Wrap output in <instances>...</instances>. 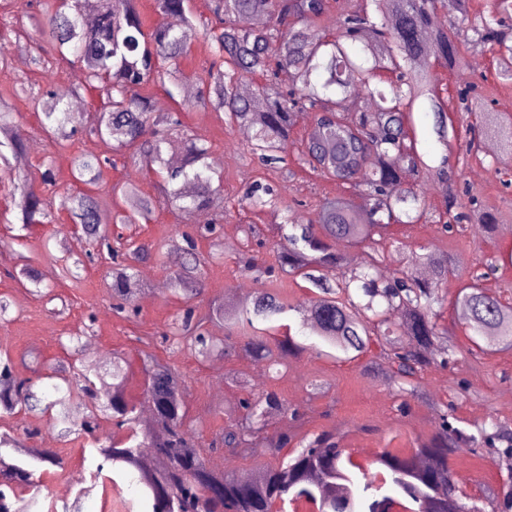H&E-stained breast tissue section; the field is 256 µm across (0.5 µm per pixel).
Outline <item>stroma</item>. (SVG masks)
<instances>
[{
  "label": "stroma",
  "mask_w": 512,
  "mask_h": 512,
  "mask_svg": "<svg viewBox=\"0 0 512 512\" xmlns=\"http://www.w3.org/2000/svg\"><path fill=\"white\" fill-rule=\"evenodd\" d=\"M30 10L27 0H15L10 13L0 14V46L10 55L9 68L0 70V99L7 101L25 139V149L18 154L6 153L0 159V239L12 240V247L0 248V294L13 301L11 320L0 326V357L10 358L20 375H28L31 362L40 371L64 366L76 372L83 368V358L69 351L70 336L87 333L89 343L100 351L98 364L108 362L113 353L122 354L129 363L127 393L135 403H143L144 359L154 356L174 364L185 376L186 411L189 423L203 442H210L222 431L224 410L236 403L245 392L272 388L284 398L289 413L267 420V432L288 429L294 434L295 446H302L317 433L332 430L339 447L347 449L361 467V481L374 480L378 474L376 457L383 451H409L438 430L437 411L444 408L453 425L473 431L498 425L512 430V348L487 352H470V342L458 323L453 309L454 299L462 286L460 273L479 262L496 260L498 269L483 286L493 295L512 301V153L492 147L473 116L454 115L458 136L452 152L464 149L469 137L479 140V153L454 167L451 181L421 184L429 208H441L449 190H458L459 208L472 206L495 213L498 227L487 234L479 224L466 225L460 232L444 230L441 223L393 226L391 238L379 242L385 255V266L397 271L407 268L413 254L431 250L447 256L455 269L442 290V321L447 325L459 355L448 367H432L416 380L419 398L404 399L389 383L381 357L355 361L338 359L336 350L310 331L301 330L296 313H287L281 322L268 324L271 336L292 330L304 349L291 357L278 371L259 369L257 362L239 354L217 356L201 361L189 353H170L161 342L173 315L181 306L179 296L167 283L180 259L171 249L140 266L137 278L148 298L136 301L138 314L125 318L112 309V278L108 267L92 258L93 247L83 243L78 257L87 263L80 278H66L56 259L67 250L68 242L58 235L59 226L68 222L63 208L65 198L79 190L71 175V157L79 152L108 155V148L98 139L80 135L65 149L49 145L42 132L37 113L28 98L15 94L19 83H73L82 74L79 63H49L34 69L24 45L12 33L17 22L26 20ZM190 52L181 62L187 84L194 95L182 89L166 93L150 87L154 109L159 113L180 112L188 134L205 139L210 147V161L224 189V256L205 270L203 290L196 298L199 312H206L212 300L225 298L241 305L243 294L251 293L253 281L241 273L237 251L244 225H257L263 232L261 256H268L279 244V225L273 222L272 210L252 211L242 207L244 190L257 180L274 183L285 204L300 205L304 218L317 216L322 195L342 193V185L320 181L304 168L297 156H290L285 170L269 171L253 162L248 153L249 141L238 127L227 126L222 115L200 106L196 92L211 60L209 44L202 27H195L189 40ZM472 72L481 79L480 94L502 116L512 119V82L503 81L490 55L475 53L470 57ZM51 170V185L41 191L50 202L57 218L53 224L23 226L11 201L25 179H38L41 172ZM138 187L144 194L156 196L157 188L141 165L130 162L104 168L95 195L99 201L102 224L112 234H134L148 241H172L176 234L189 232L198 221L197 215H185L171 209H157L152 218L141 224L122 225L112 221L122 202L113 195L115 184ZM34 267L44 283L55 293L48 300L31 295L13 274L21 265ZM37 430L33 445L49 441L66 460L64 468L38 471L41 484L39 512L62 502L73 500L79 487H91L82 500V512H141V487L131 477H117L115 482L92 484L96 462L84 437L73 436L61 441L50 417L31 418L15 414L0 418V431L11 430L23 435L25 429ZM450 468L456 484L467 497L484 499L488 490L498 489L512 474L498 467L493 459L477 448L455 449Z\"/></svg>",
  "instance_id": "obj_1"
}]
</instances>
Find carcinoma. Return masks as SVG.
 <instances>
[{
  "label": "carcinoma",
  "instance_id": "cac0c4a2",
  "mask_svg": "<svg viewBox=\"0 0 512 512\" xmlns=\"http://www.w3.org/2000/svg\"><path fill=\"white\" fill-rule=\"evenodd\" d=\"M488 14L471 13V0H210V16L200 19L190 0H154L155 11L181 18L193 26L204 23L209 31L212 61L200 91V103L222 112L225 122L251 132L250 151L258 162L279 169L286 163L300 112L314 123L302 141L300 162L325 180L348 186L349 195L319 200V221L301 219L295 210L280 226L283 242L272 259L259 258L253 246H262L257 227L243 229L245 248L238 251L241 271L259 288L242 311L223 300H213L205 316L196 313L193 300L205 268L222 258L220 224L224 218L220 190L212 184L210 148L201 138L179 136L182 121L175 112L154 111L148 95L134 88L152 83L163 89L179 86L184 78L180 60L187 44L174 27L146 26L139 0H40L42 21L31 37L19 25L16 37L29 44L32 63L43 64L45 48L60 61L74 56L84 70V83H64L29 89L40 123L54 147L71 145L78 131L111 145L116 154L129 153L133 161L152 173L159 189L153 199L136 187L115 184L114 194L124 199L117 214L122 224L148 221L162 205L180 204L184 211L213 209L216 218L185 235L179 268L173 272L174 290L181 291L186 307L175 315L164 342L171 349H186L207 359L242 353L270 365H283L301 345L291 335H264L258 323H269L289 310L301 314L312 333L357 360L373 351L388 361L390 381L404 385L433 365H445L454 354L448 328L434 309L439 290L448 281V258L432 251L415 255L406 270L387 272L385 258L367 253L354 267L336 248L344 241L365 247L374 236L385 235L394 224L417 223L426 213L419 182L445 180L450 169V143L456 127L452 112L480 116L484 131L500 137L512 150V122L477 93L469 68L472 51L484 52L499 62V72L512 79V32L503 28L498 14L512 9V0H489ZM448 14V25H435L438 13ZM245 16L263 17L261 28L239 25ZM435 59L454 77L456 102L441 96L439 79L424 58ZM288 72V85L279 74ZM256 77L244 94V77ZM96 94L102 106L83 121L72 114L71 100ZM429 103L432 130L444 147L433 165L417 148L410 134V117L417 102ZM17 154L24 140L13 121L10 106L0 101V149ZM180 150L184 161L170 165L165 154ZM112 159L79 153L72 159L76 182L88 187L64 201L69 222L89 242L112 258L113 310L135 311L133 299L138 267L152 260L155 245L123 239L106 232L99 219L98 202L90 194ZM456 194L448 193V224L458 228L481 224L496 228L497 217L484 210L453 212ZM242 202L253 210L280 208L283 202L270 183H254ZM24 225L53 224L50 205L40 193L24 190L14 200ZM209 242V251L197 248L196 239ZM300 277L315 294L291 306L280 299L271 283ZM487 273L474 272L461 288L455 306L462 311L464 329L482 350L512 346V303L483 287ZM398 321H391L393 314ZM226 321L249 332L216 342L207 333L209 321ZM52 390L43 391L42 377H22L4 362L0 367V415L24 413L34 418L51 412L61 437L82 435L91 440L104 465L137 474L146 512H286L299 501L317 512H465V496L455 485L449 467L455 449L473 447L489 455H512V432L497 425L469 433L448 423L439 412V429L409 454L387 451L379 455L380 484L359 487L351 453L336 446V438L323 432L288 461L233 473L209 465L207 453L226 450L242 458L258 454L275 457L293 442L283 430L263 435L264 418L287 412L288 404L269 388L244 398L225 412L228 424L203 448L187 424L184 380L177 369L153 360L145 368L144 397L153 417L140 421L127 398L128 363L115 354L108 368L94 376L82 372L75 379L56 370ZM111 393L102 396L98 385ZM110 412L115 426L128 430L123 440L100 431L99 418ZM63 457L48 444L27 446L8 431L0 432V512H32L38 503L35 472L63 468ZM30 491L28 499L23 493Z\"/></svg>",
  "mask_w": 512,
  "mask_h": 512
}]
</instances>
